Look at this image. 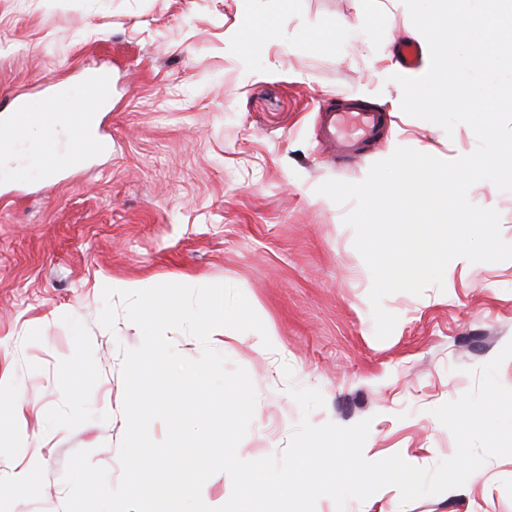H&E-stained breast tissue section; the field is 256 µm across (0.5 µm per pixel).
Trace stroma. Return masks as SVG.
<instances>
[{"mask_svg":"<svg viewBox=\"0 0 512 512\" xmlns=\"http://www.w3.org/2000/svg\"><path fill=\"white\" fill-rule=\"evenodd\" d=\"M252 14L273 20L270 35L244 34ZM340 22L351 37L318 41ZM412 27L402 0H0V112L36 103L49 80L81 102L91 65L114 85L97 114L110 150L51 184L0 175V396L22 407L0 413V512H61L77 450L120 480V350L141 332L122 314L100 325L114 280L232 285L275 333L270 349L252 331L213 344L257 391L240 458L283 452L302 416L292 385L323 395L313 425L370 419L369 460L431 469L454 455L433 411L512 341V260L453 262L443 288L386 297L398 321L377 339L372 277L343 222L353 205L317 192L362 181L397 147L445 161L476 149L468 125L449 134L403 112L391 65ZM343 96L391 119L349 164L321 132V106ZM468 197L499 212L512 243V192L483 180ZM34 462L41 480L23 486ZM346 512H512V457L458 489L404 505L387 486Z\"/></svg>","mask_w":512,"mask_h":512,"instance_id":"1","label":"stroma"}]
</instances>
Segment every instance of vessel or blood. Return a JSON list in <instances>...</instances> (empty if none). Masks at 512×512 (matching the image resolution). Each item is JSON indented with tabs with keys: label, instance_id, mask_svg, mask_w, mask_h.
Returning <instances> with one entry per match:
<instances>
[{
	"label": "vessel or blood",
	"instance_id": "b4317fda",
	"mask_svg": "<svg viewBox=\"0 0 512 512\" xmlns=\"http://www.w3.org/2000/svg\"><path fill=\"white\" fill-rule=\"evenodd\" d=\"M60 86H53L42 94V112H34L28 106L17 105L6 118L13 140H24L28 127L51 113ZM112 100V80L99 71H90L83 77V101L90 111L109 104ZM387 117L381 111L348 99L326 111L324 136L326 142L337 151L352 153L360 147L374 143L381 135ZM105 140L93 123L78 121L70 125L67 147L71 152L74 168L86 165L92 153L104 149ZM43 178L56 180L59 175L58 148L52 138H44L36 146Z\"/></svg>",
	"mask_w": 512,
	"mask_h": 512
}]
</instances>
